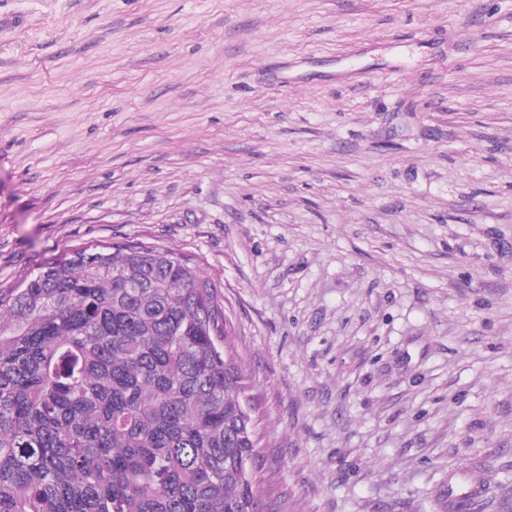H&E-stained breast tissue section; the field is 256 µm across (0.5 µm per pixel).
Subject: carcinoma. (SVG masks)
<instances>
[{
	"label": "carcinoma",
	"instance_id": "cac0c4a2",
	"mask_svg": "<svg viewBox=\"0 0 512 512\" xmlns=\"http://www.w3.org/2000/svg\"><path fill=\"white\" fill-rule=\"evenodd\" d=\"M225 336L210 283L146 245L0 292V512H266Z\"/></svg>",
	"mask_w": 512,
	"mask_h": 512
}]
</instances>
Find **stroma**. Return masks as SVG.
<instances>
[{
  "instance_id": "stroma-1",
  "label": "stroma",
  "mask_w": 512,
  "mask_h": 512,
  "mask_svg": "<svg viewBox=\"0 0 512 512\" xmlns=\"http://www.w3.org/2000/svg\"><path fill=\"white\" fill-rule=\"evenodd\" d=\"M189 258L274 512L512 502V0H0V291Z\"/></svg>"
}]
</instances>
